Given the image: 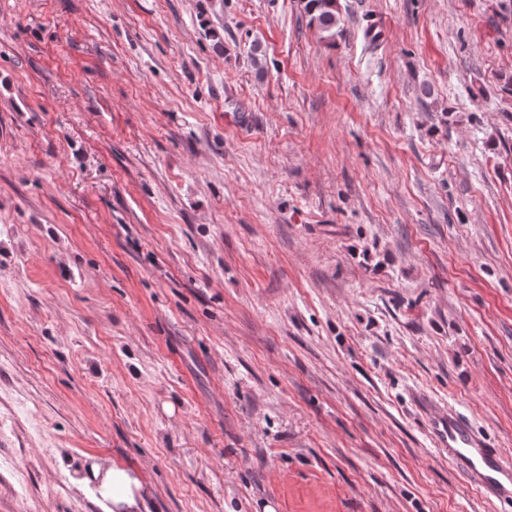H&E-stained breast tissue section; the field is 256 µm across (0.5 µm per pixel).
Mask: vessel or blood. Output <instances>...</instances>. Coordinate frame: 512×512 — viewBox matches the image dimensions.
Returning a JSON list of instances; mask_svg holds the SVG:
<instances>
[{
  "label": "vessel or blood",
  "instance_id": "obj_1",
  "mask_svg": "<svg viewBox=\"0 0 512 512\" xmlns=\"http://www.w3.org/2000/svg\"><path fill=\"white\" fill-rule=\"evenodd\" d=\"M417 401L429 420L434 447L445 450L450 464L492 504L512 503V460L495 448L455 407L426 393Z\"/></svg>",
  "mask_w": 512,
  "mask_h": 512
}]
</instances>
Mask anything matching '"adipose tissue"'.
<instances>
[{
  "label": "adipose tissue",
  "instance_id": "obj_1",
  "mask_svg": "<svg viewBox=\"0 0 512 512\" xmlns=\"http://www.w3.org/2000/svg\"><path fill=\"white\" fill-rule=\"evenodd\" d=\"M91 470V478L76 480L77 488H87L90 479H97L96 492L102 502L111 504V512H140L149 494L140 478L129 469L114 464L107 467L95 464Z\"/></svg>",
  "mask_w": 512,
  "mask_h": 512
}]
</instances>
